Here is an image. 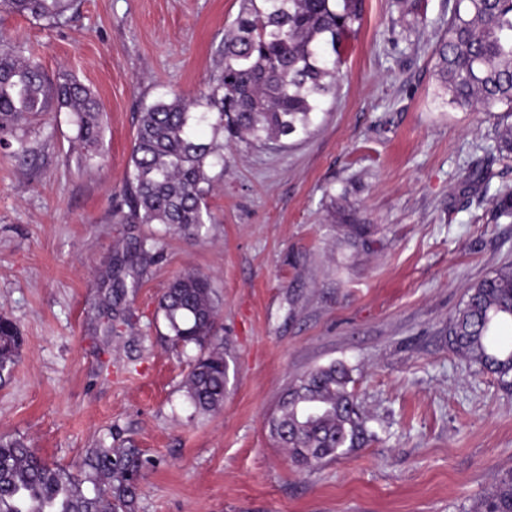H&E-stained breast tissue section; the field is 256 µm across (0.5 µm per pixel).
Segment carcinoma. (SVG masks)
Masks as SVG:
<instances>
[{"label":"carcinoma","instance_id":"obj_1","mask_svg":"<svg viewBox=\"0 0 512 512\" xmlns=\"http://www.w3.org/2000/svg\"><path fill=\"white\" fill-rule=\"evenodd\" d=\"M408 25L426 23L420 0H401ZM79 0H0V9L44 22L65 24ZM363 0H241L224 33L220 60L207 86L187 99L174 93L143 108L114 224H161L203 237L212 223L206 199L224 167V137L254 146L305 140L336 98L343 37L361 23ZM441 104L482 112L503 110L497 131L499 160L512 162V0H454L444 32L432 47ZM66 108L84 162L97 156L102 134L99 103L86 86L52 78L16 43L0 36V147L25 158L33 154L22 123ZM495 219H512V190L492 196ZM370 228L349 219L354 247L369 243ZM164 248L159 238L142 240L123 256L137 275ZM158 312L171 345L195 347L183 381L186 401L197 414L224 405L228 365L215 333L217 300L208 275L185 270L164 289ZM512 324V264L496 269L470 288L450 322L453 350L482 373L512 387V349L494 336ZM17 325L0 315V385L19 360ZM352 369L341 362L317 367L295 380L269 420L271 437L291 462L313 469L360 448L373 433L363 421ZM140 467L135 448H92L83 477L43 459L25 439L0 435V512H132ZM473 512H512V471L497 476Z\"/></svg>","mask_w":512,"mask_h":512}]
</instances>
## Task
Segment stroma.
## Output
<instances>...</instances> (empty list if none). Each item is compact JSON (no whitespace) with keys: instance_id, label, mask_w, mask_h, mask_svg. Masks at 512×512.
I'll use <instances>...</instances> for the list:
<instances>
[{"instance_id":"obj_1","label":"stroma","mask_w":512,"mask_h":512,"mask_svg":"<svg viewBox=\"0 0 512 512\" xmlns=\"http://www.w3.org/2000/svg\"><path fill=\"white\" fill-rule=\"evenodd\" d=\"M422 7L428 23L411 30L398 0H365L310 139L225 143L207 238L168 235L109 336L100 273L117 242L160 230L112 222L138 115L198 94L240 0H82L57 28L0 11L1 34L49 76L89 86L103 111L93 165L65 111L26 126L34 164L0 147V313L22 336L0 435L76 475L88 449H137L134 512H470L512 470V387L448 341L469 289L512 263V222L493 221L488 195L512 188V165L494 149L499 113L435 102L448 0ZM334 206L372 224L367 247L349 245ZM186 269L212 280L229 366L224 406L206 415L186 401L187 359L157 313ZM335 361L352 367L377 437L305 470L268 418L290 382Z\"/></svg>"}]
</instances>
